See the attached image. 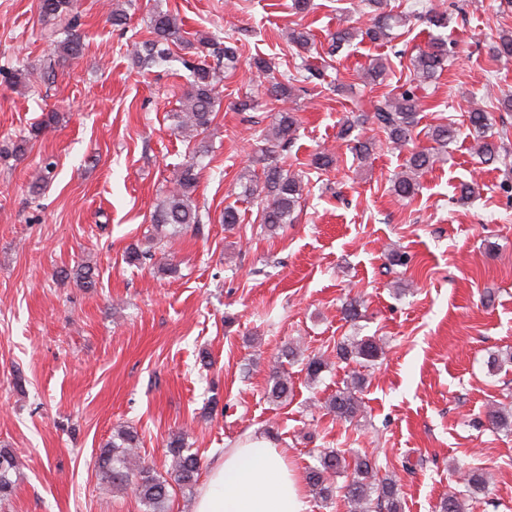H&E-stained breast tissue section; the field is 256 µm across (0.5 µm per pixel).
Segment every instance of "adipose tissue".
<instances>
[{"label":"adipose tissue","mask_w":512,"mask_h":512,"mask_svg":"<svg viewBox=\"0 0 512 512\" xmlns=\"http://www.w3.org/2000/svg\"><path fill=\"white\" fill-rule=\"evenodd\" d=\"M304 483L263 435L225 451L210 465L195 512H306Z\"/></svg>","instance_id":"ef3b65f1"}]
</instances>
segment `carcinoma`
Masks as SVG:
<instances>
[{"mask_svg":"<svg viewBox=\"0 0 512 512\" xmlns=\"http://www.w3.org/2000/svg\"><path fill=\"white\" fill-rule=\"evenodd\" d=\"M40 15L50 28L48 38L52 40L54 64L60 66L80 57L83 52L81 36L68 33L62 40L55 39L56 30L52 25L62 16H70L69 24L76 27V16L72 15L74 0H40ZM355 13L369 15V24L362 29L355 26L341 27L336 30L333 43L340 48L358 38H368L372 42L390 43L395 39L394 29L404 27L410 16L395 13L387 9V0H356L352 3ZM426 23L435 30L426 45L417 48L411 57L413 74L396 88V91L374 101L373 111L354 118H346L338 132V139L349 146L356 157L365 159L373 151L374 142L356 129L365 123H371L386 134L389 143L395 146H407L414 139L419 123V112L427 98L429 84L432 83L454 59V43L448 40L445 30L451 22V13L431 9L424 15ZM152 38L134 42L130 57L134 66L141 70L149 69L169 61L172 47L193 48V44L182 34V24L173 14L157 10L150 20ZM288 43L308 53L314 47L312 34L301 24L288 30ZM492 57L509 59L512 57V32H502L491 47ZM189 71L188 87L183 94L178 110L172 113L174 130L189 139L195 140L192 157L178 168L168 187L156 205L151 222L155 224V244L165 248L171 239L188 229L200 230L202 224L210 219L209 211L198 205L195 199L199 183L201 159L209 152L206 132L216 116L219 104L218 78L216 68L206 61L184 62ZM251 68L265 78L266 95L270 103H284L299 93H307V85L322 80L323 69L303 68L300 76H275V66L264 57L254 56ZM387 65L376 59L363 72L365 84L377 85L383 81ZM271 122L262 130L265 151L286 152L295 140L299 120L297 115L286 109H277L270 114ZM57 124V113L47 112L31 125L28 135L19 140L14 147L18 156L25 153L27 142L36 139ZM495 118L492 113L475 108L468 115L467 130L475 143L480 162L493 165L500 161L501 144L495 139ZM460 130L451 124L432 128L428 136L434 142L430 148L414 149L407 157L403 170L391 179L395 195L408 198L418 189L417 177L429 170L438 161L441 154L448 151V145L455 142ZM336 163L335 155L327 150L313 154L310 166L316 170L327 171ZM236 185L241 195L259 201L260 225L273 234L283 224L294 221L295 210L300 203L305 188L304 175L301 172L284 168L278 163L263 166L262 173L246 168L240 172ZM75 277L83 288H94L97 284L95 268L82 264L75 270ZM383 354L382 346L372 336L350 343L336 345V358L343 362L362 359L368 362L377 360ZM362 390V381L356 380L343 389L336 391L328 401L327 410L337 418L352 421L361 413V401L357 392ZM290 388L288 379L275 370L271 375L268 398L279 401L288 398ZM170 456L169 477L158 475L148 466H133L139 457V437L128 425H118L112 432V440L107 442L97 457V471L102 481L117 490H133L137 499L145 506V512H170L169 503L174 488L193 492L199 472L201 458L198 453L186 446L184 437L174 434L167 443ZM17 468L15 455L7 448H0V501L8 499L13 492L12 473ZM343 476L344 501L350 512H369L368 502L371 494H377V501L385 502L387 512H401L402 505L398 497L395 482L385 477H377L375 462L367 456H357L349 461L336 450L325 451L318 457V465L308 469L307 485L313 496L323 502L333 499L337 492L336 478Z\"/></svg>","mask_w":512,"mask_h":512,"instance_id":"obj_1","label":"carcinoma"}]
</instances>
